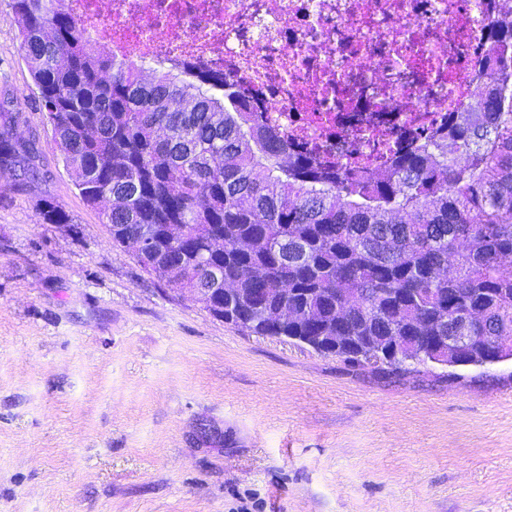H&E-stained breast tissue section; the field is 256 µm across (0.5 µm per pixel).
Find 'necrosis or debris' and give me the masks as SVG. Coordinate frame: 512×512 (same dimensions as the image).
Segmentation results:
<instances>
[{"label": "necrosis or debris", "instance_id": "necrosis-or-debris-1", "mask_svg": "<svg viewBox=\"0 0 512 512\" xmlns=\"http://www.w3.org/2000/svg\"><path fill=\"white\" fill-rule=\"evenodd\" d=\"M132 64L226 74L289 147L386 167L485 92L491 22L512 0H63Z\"/></svg>", "mask_w": 512, "mask_h": 512}]
</instances>
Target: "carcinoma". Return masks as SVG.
<instances>
[{"instance_id":"1","label":"carcinoma","mask_w":512,"mask_h":512,"mask_svg":"<svg viewBox=\"0 0 512 512\" xmlns=\"http://www.w3.org/2000/svg\"><path fill=\"white\" fill-rule=\"evenodd\" d=\"M21 48L54 133L53 148L113 243L151 233L138 264L170 288H207V267L239 288L224 314L257 336H288L400 377L411 356L434 365L422 336H466L448 360L505 362L512 350V17L489 38L484 98L379 177L367 167L292 155L261 125L235 80L195 82L112 57L56 0H11ZM20 114L0 108V173L24 182L34 148L13 141ZM45 224L69 215L45 199ZM288 289V297L277 289ZM288 303L280 324L266 308ZM474 308V324L463 313Z\"/></svg>"}]
</instances>
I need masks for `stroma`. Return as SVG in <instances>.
I'll use <instances>...</instances> for the list:
<instances>
[{
    "label": "stroma",
    "mask_w": 512,
    "mask_h": 512,
    "mask_svg": "<svg viewBox=\"0 0 512 512\" xmlns=\"http://www.w3.org/2000/svg\"><path fill=\"white\" fill-rule=\"evenodd\" d=\"M1 97L39 159L0 175V512H512V362L394 377L225 323L79 194L9 0Z\"/></svg>",
    "instance_id": "35a3bbf8"
}]
</instances>
